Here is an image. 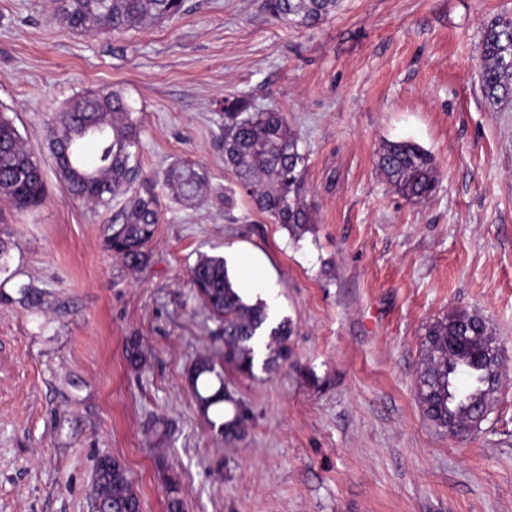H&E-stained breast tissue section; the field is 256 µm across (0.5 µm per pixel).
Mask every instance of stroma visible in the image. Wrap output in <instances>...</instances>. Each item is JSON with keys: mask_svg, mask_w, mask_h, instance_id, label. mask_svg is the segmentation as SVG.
<instances>
[{"mask_svg": "<svg viewBox=\"0 0 512 512\" xmlns=\"http://www.w3.org/2000/svg\"><path fill=\"white\" fill-rule=\"evenodd\" d=\"M501 14L512 0H339L305 29L265 0H186L161 25L79 35L50 0H0V107L47 184L37 210L0 200L12 274L0 283V512H95L104 455L128 470L141 512H168L170 477L183 512H512V381L464 442L429 425L414 389L423 325L456 310L489 320L512 363V105L491 111L479 92L481 31ZM102 86L138 119V167L159 203L136 270L105 245L123 199H74L46 142L63 103ZM228 96L281 112L298 138L316 208L302 238L225 166ZM400 140L436 159L426 201L376 168ZM177 163L202 169L203 198L172 197L164 172ZM234 245L268 259L294 332L276 374H225L252 412L227 443L186 375L223 352L190 269ZM28 283L39 307L19 301Z\"/></svg>", "mask_w": 512, "mask_h": 512, "instance_id": "1", "label": "stroma"}]
</instances>
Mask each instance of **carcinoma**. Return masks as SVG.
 I'll return each mask as SVG.
<instances>
[{
    "label": "carcinoma",
    "mask_w": 512,
    "mask_h": 512,
    "mask_svg": "<svg viewBox=\"0 0 512 512\" xmlns=\"http://www.w3.org/2000/svg\"><path fill=\"white\" fill-rule=\"evenodd\" d=\"M54 17L79 34H118L160 24L179 14L184 0H53ZM338 0H266L277 19L302 27L319 24ZM480 92L492 110L512 102V16L485 26L481 41ZM140 128L126 98L109 87L71 98L47 129V145L60 179L71 195L92 207L125 195L127 202L108 227L106 247L132 268L148 258L159 223L156 196L147 184L133 191L138 170L132 165ZM224 162L256 208L297 236L315 223L304 180L305 154L284 116L253 111L241 97L224 98ZM377 168L395 191L409 200L429 199L437 184L434 156L412 141H389ZM164 180L174 197L192 202L206 189L205 176L191 165H174ZM0 197L22 211L46 198L39 159L19 133L15 119L0 109ZM192 282L210 313L221 322L224 366L246 378L255 376V345L268 336L261 368L277 370L290 358L292 328L283 320L266 327L264 305H250L235 290L224 258L202 254L192 267ZM422 361L415 392L423 417L443 435L466 441L481 429L477 413L490 410L493 395L507 378L504 353L494 326L464 310L427 322L421 333ZM188 383L201 416L224 441L242 438L248 409L234 398L224 374L201 356ZM232 411H226V405ZM91 494L102 512H140V500L127 469L109 456L95 464Z\"/></svg>",
    "instance_id": "obj_1"
}]
</instances>
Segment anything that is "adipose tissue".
I'll use <instances>...</instances> for the list:
<instances>
[{
    "label": "adipose tissue",
    "mask_w": 512,
    "mask_h": 512,
    "mask_svg": "<svg viewBox=\"0 0 512 512\" xmlns=\"http://www.w3.org/2000/svg\"><path fill=\"white\" fill-rule=\"evenodd\" d=\"M227 270L231 279L240 284L239 293L246 303H264L274 307L276 303L275 278L267 264L252 251L231 248L225 250Z\"/></svg>",
    "instance_id": "ef3b65f1"
}]
</instances>
